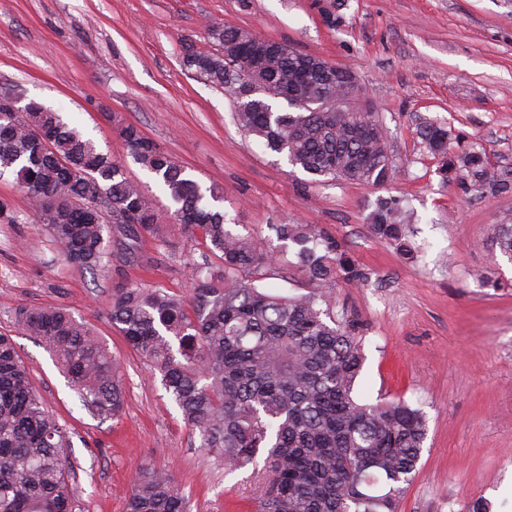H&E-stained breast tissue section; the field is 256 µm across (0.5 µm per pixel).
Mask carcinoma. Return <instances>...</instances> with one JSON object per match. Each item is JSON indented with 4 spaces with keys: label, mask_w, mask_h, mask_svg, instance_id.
I'll return each instance as SVG.
<instances>
[{
    "label": "carcinoma",
    "mask_w": 512,
    "mask_h": 512,
    "mask_svg": "<svg viewBox=\"0 0 512 512\" xmlns=\"http://www.w3.org/2000/svg\"><path fill=\"white\" fill-rule=\"evenodd\" d=\"M212 52L187 50L183 68L222 89L248 135L319 182L387 184L395 170L378 113L329 112L322 105L348 89L345 68L323 74L321 61L280 42L211 23ZM240 58L247 81H228ZM127 154L161 185L167 214L201 236L221 273L203 264L186 296L158 286L113 289L112 325L161 377L200 441L233 471L263 460L259 512H397L415 477L427 434L425 416L403 402L369 404L354 396L365 356L366 325L338 321L320 307L336 286L369 279L336 237L318 225L271 224L275 249L226 224L224 190L202 188L184 166L141 130L122 125ZM419 137L441 160L438 172L475 188L512 191L492 180L483 156L448 148L433 122ZM10 176L61 246L66 262L95 270L122 258L131 241L161 227L157 199L125 176L121 163L36 102L16 117L0 112V178ZM117 225L119 238L105 231ZM372 236L415 260L400 201L380 197L368 217ZM310 291L281 295L256 285L289 246ZM491 245L512 261V216L492 228ZM18 325L59 361L85 406L102 421L118 417L125 389L105 344L62 306L24 307ZM65 430L45 409L11 339L0 334V512H75ZM126 512H190V500L167 469L145 467Z\"/></svg>",
    "instance_id": "carcinoma-1"
}]
</instances>
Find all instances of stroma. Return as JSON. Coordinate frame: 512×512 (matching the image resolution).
<instances>
[{"instance_id":"1","label":"stroma","mask_w":512,"mask_h":512,"mask_svg":"<svg viewBox=\"0 0 512 512\" xmlns=\"http://www.w3.org/2000/svg\"><path fill=\"white\" fill-rule=\"evenodd\" d=\"M211 22L349 70L388 129L393 180L315 183L239 130L229 96L181 66L185 49L212 51ZM3 94L58 112L158 196L112 118L136 125L202 186L222 184L228 223L262 244L274 224L328 228L370 272L327 302L337 319L367 326L355 396L404 402L427 421L398 512H466L477 499L512 512V263L487 240L512 213V193L442 181L417 135L422 122L440 123L456 151L481 152L494 178L512 179V0H0ZM382 195L401 198L416 261L371 235ZM0 201L15 216L0 222V333L67 432L75 512H125L131 481L149 464L173 472L191 512H256L252 469L225 471L195 448L159 373L105 313L126 283L189 294L205 260L199 238L168 222L136 240L128 261L85 271L64 260L13 179H0ZM259 285L290 296L309 288L291 253ZM43 306L69 308L117 360L118 418L84 408L55 358L17 328L18 309Z\"/></svg>"}]
</instances>
